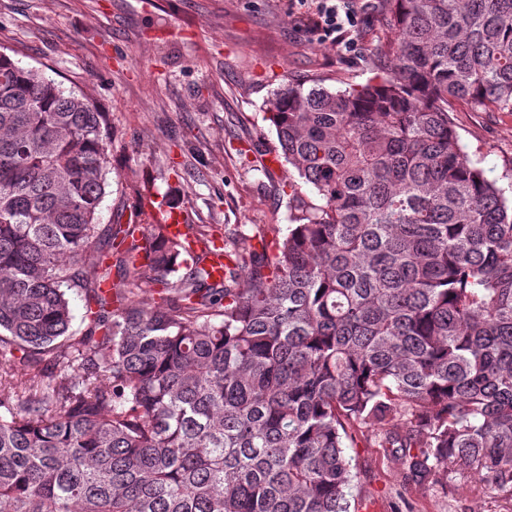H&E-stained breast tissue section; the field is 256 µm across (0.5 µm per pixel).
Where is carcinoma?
Masks as SVG:
<instances>
[{"label":"carcinoma","instance_id":"obj_1","mask_svg":"<svg viewBox=\"0 0 512 512\" xmlns=\"http://www.w3.org/2000/svg\"><path fill=\"white\" fill-rule=\"evenodd\" d=\"M381 2L376 79L268 103L320 203L288 184L220 278L211 224L99 229L108 114L0 52V512H350L374 440L512 502V197L451 117L512 112V0Z\"/></svg>","mask_w":512,"mask_h":512}]
</instances>
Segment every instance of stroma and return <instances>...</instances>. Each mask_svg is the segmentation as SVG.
<instances>
[{
	"label": "stroma",
	"instance_id": "35a3bbf8",
	"mask_svg": "<svg viewBox=\"0 0 512 512\" xmlns=\"http://www.w3.org/2000/svg\"><path fill=\"white\" fill-rule=\"evenodd\" d=\"M378 0H355V50L307 30L288 0H0V51L83 92L112 120V192L101 227L148 193L171 196L187 224L254 234L287 228L281 189L294 170L274 159L266 119L273 91L324 79L331 90L365 81L362 46L383 36ZM455 128L488 178L512 175V112L459 102ZM353 496L369 512H505L494 492L449 470L448 488L403 479L382 448H352Z\"/></svg>",
	"mask_w": 512,
	"mask_h": 512
}]
</instances>
